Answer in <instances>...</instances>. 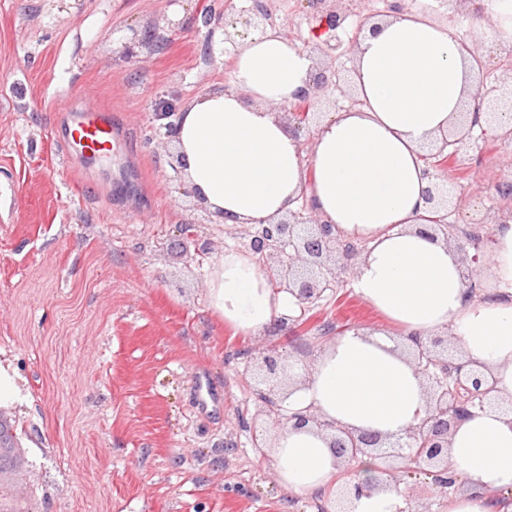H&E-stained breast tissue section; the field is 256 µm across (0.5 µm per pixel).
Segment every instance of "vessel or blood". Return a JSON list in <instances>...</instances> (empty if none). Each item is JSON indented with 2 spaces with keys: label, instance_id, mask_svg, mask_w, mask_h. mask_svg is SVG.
Segmentation results:
<instances>
[{
  "label": "vessel or blood",
  "instance_id": "b4317fda",
  "mask_svg": "<svg viewBox=\"0 0 512 512\" xmlns=\"http://www.w3.org/2000/svg\"><path fill=\"white\" fill-rule=\"evenodd\" d=\"M114 135L111 114L95 105L71 114L64 129L69 152L89 161L111 152Z\"/></svg>",
  "mask_w": 512,
  "mask_h": 512
}]
</instances>
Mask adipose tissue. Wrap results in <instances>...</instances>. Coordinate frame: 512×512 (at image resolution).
Returning <instances> with one entry per match:
<instances>
[{
    "mask_svg": "<svg viewBox=\"0 0 512 512\" xmlns=\"http://www.w3.org/2000/svg\"><path fill=\"white\" fill-rule=\"evenodd\" d=\"M480 2L489 49L512 48V0ZM316 72L312 54L278 32L249 35L229 88L192 99L172 134L186 187L217 222H274L304 197L337 235L368 244L352 288L392 329L329 339L286 408L397 438L429 402L399 340L442 332L499 400L512 401V218L493 228L481 295L472 300L457 250L419 231L431 185L422 148L455 131L471 108L472 54L421 10L369 20L350 71L361 104L325 116L306 151L277 108L311 91ZM207 298L226 326L251 336L277 333L298 308L252 255L233 249L213 264ZM330 443L311 424L276 428L272 468L289 497L334 488L342 462ZM448 474L464 481L448 512H512V415L487 406L459 422L448 437Z\"/></svg>",
    "mask_w": 512,
    "mask_h": 512,
    "instance_id": "1",
    "label": "adipose tissue"
}]
</instances>
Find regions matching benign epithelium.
I'll use <instances>...</instances> for the list:
<instances>
[{"mask_svg":"<svg viewBox=\"0 0 512 512\" xmlns=\"http://www.w3.org/2000/svg\"><path fill=\"white\" fill-rule=\"evenodd\" d=\"M348 0H307L312 9V18L318 23V34L325 35L322 43L315 46L325 56H340L352 50L357 38L344 42L338 34L353 9L346 5ZM271 9L265 0H255L251 8L241 11L229 19H224V43L235 48L237 38L259 32L269 26ZM163 41L157 28L132 29L125 36V55L131 57L135 48L156 45ZM337 86L336 74L319 72L314 78L315 93H304L295 102L281 106L285 113L293 115L296 133L309 129L310 115L319 113L318 93L328 95L329 89ZM512 105V88L504 90L498 86L484 89L479 96L477 110L485 111L492 118L505 117ZM470 149V138L463 134H452L444 139L437 151L430 154L435 160L431 166L432 177L436 179L427 190L426 201L435 212H451L460 206L453 188L440 181L439 165L465 155ZM248 251L262 260V271L278 288L293 294L304 311L322 293L343 278L355 275V259L358 252L348 250L340 242L335 230L322 223L309 210L307 213L291 211L288 217L275 224H255L246 232ZM464 255L462 277L467 288L476 286L473 266L480 264L488 246H474V254H469L463 245H458ZM335 256L333 266L326 265V259ZM443 339L433 337L429 344L414 339L415 365L428 385L429 407L423 419L409 427L393 442H385L375 434L354 432L341 428L314 414L294 416L296 424L311 422L315 427L331 436L332 448L336 456L350 462L359 455L377 454L383 458L395 457L400 467L383 469L380 476L365 482L357 480L354 470L344 472L346 481L341 485L336 500L335 512H351L352 500L374 486L385 482L400 485L404 477L423 471L430 475L432 483L445 491L453 488L454 480L448 477L447 448L451 429L470 410L482 408L491 403L492 388L482 387V380L467 369L468 363L447 354L440 349ZM268 380L281 382L285 374L286 361L276 350L271 349L261 356ZM14 466L0 470V512H26L20 501L13 497L9 487Z\"/></svg>","mask_w":512,"mask_h":512,"instance_id":"7a95c632","label":"benign epithelium"}]
</instances>
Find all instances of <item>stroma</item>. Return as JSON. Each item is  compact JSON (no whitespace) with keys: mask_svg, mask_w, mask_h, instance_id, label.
I'll return each mask as SVG.
<instances>
[{"mask_svg":"<svg viewBox=\"0 0 512 512\" xmlns=\"http://www.w3.org/2000/svg\"><path fill=\"white\" fill-rule=\"evenodd\" d=\"M249 0H0V361L22 377L6 407L18 445L14 491L33 512H323L329 496L291 498L254 429L260 349L280 348L304 376L343 322L384 319L336 283L305 326L243 336L208 306L205 278L245 229L202 219L170 166L152 115L225 87L222 29L202 10ZM160 49L121 54L128 28L163 26ZM111 112L117 137L91 172L57 127L85 103ZM473 149L446 176L459 227L484 234L512 217V136L472 129ZM194 223L193 237L179 227Z\"/></svg>","mask_w":512,"mask_h":512,"instance_id":"obj_1","label":"stroma"}]
</instances>
